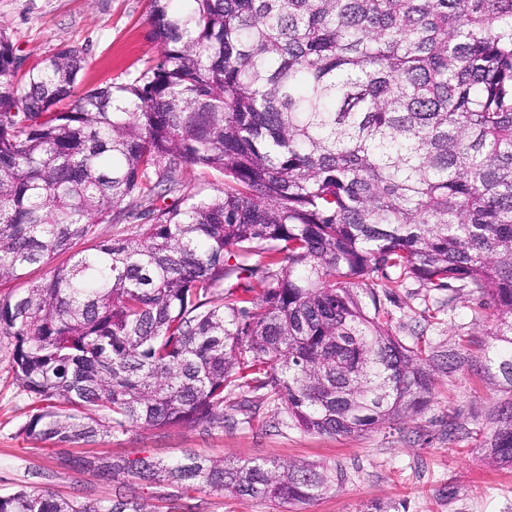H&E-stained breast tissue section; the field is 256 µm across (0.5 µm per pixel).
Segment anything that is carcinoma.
<instances>
[{"mask_svg":"<svg viewBox=\"0 0 512 512\" xmlns=\"http://www.w3.org/2000/svg\"><path fill=\"white\" fill-rule=\"evenodd\" d=\"M176 2L150 0L160 54L139 76L83 92L84 50L21 71L0 28V282L18 286L0 336L33 401L21 434L209 432L261 390L306 433L360 434L423 413L467 363L504 394L479 447L512 468V0ZM196 170L217 195L186 191ZM135 198L154 223L100 238ZM407 279L477 300L493 355L395 336L386 300ZM80 466L114 496L22 487L0 512H154L126 475L303 504L344 480L196 453Z\"/></svg>","mask_w":512,"mask_h":512,"instance_id":"cac0c4a2","label":"carcinoma"}]
</instances>
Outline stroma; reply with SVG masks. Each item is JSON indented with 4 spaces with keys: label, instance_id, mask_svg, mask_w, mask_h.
<instances>
[{
    "label": "stroma",
    "instance_id": "1",
    "mask_svg": "<svg viewBox=\"0 0 512 512\" xmlns=\"http://www.w3.org/2000/svg\"><path fill=\"white\" fill-rule=\"evenodd\" d=\"M149 0H0V24L24 57L36 64L59 48H85L88 67L80 90L121 83L140 74L159 54L149 19ZM390 329L403 340L425 336L452 349L482 355L487 321L477 319L469 297L449 300L444 288L408 280L387 303ZM496 401L491 384L463 367L442 378L420 416L348 436L314 435L274 416L262 393L235 414L234 425L201 432L184 427L132 428L87 446L35 445L20 435L31 399L12 369V346L0 337V494L19 487L46 489L87 502L109 497L112 484L97 473L65 466L89 456L172 459L187 452L234 459L301 460L345 479L307 504L238 499L210 490L179 493L177 512H512V468L492 465L478 447L488 432ZM466 436L449 439V422Z\"/></svg>",
    "mask_w": 512,
    "mask_h": 512
}]
</instances>
